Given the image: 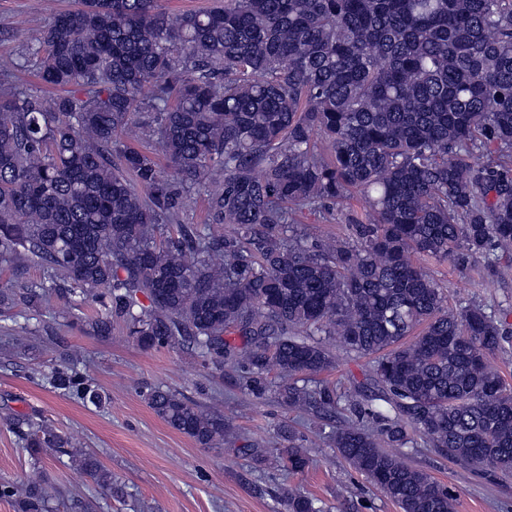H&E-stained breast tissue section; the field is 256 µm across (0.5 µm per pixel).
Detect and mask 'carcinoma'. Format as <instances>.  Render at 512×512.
<instances>
[{
	"label": "carcinoma",
	"mask_w": 512,
	"mask_h": 512,
	"mask_svg": "<svg viewBox=\"0 0 512 512\" xmlns=\"http://www.w3.org/2000/svg\"><path fill=\"white\" fill-rule=\"evenodd\" d=\"M52 99L0 88V267L43 280L1 288L29 307L51 291L109 306L144 349L187 345L278 395L290 412L342 418L339 455L402 512H454L448 486L391 448L466 470L512 472V387L486 365L508 333L481 305L448 308L417 261L512 262V0H224L168 12L161 0H81L26 39ZM150 96H144L145 90ZM160 144L168 161L128 145ZM498 153L485 164L473 158ZM204 190L207 227L183 223ZM361 194L356 243L316 240L298 212ZM178 227L176 240L162 235ZM372 356L351 394L319 379L328 341ZM153 412L202 448L224 416L157 388ZM279 464L310 463L283 423ZM14 512H50L37 460L112 473L40 420ZM287 512H322L296 491Z\"/></svg>",
	"instance_id": "obj_1"
}]
</instances>
